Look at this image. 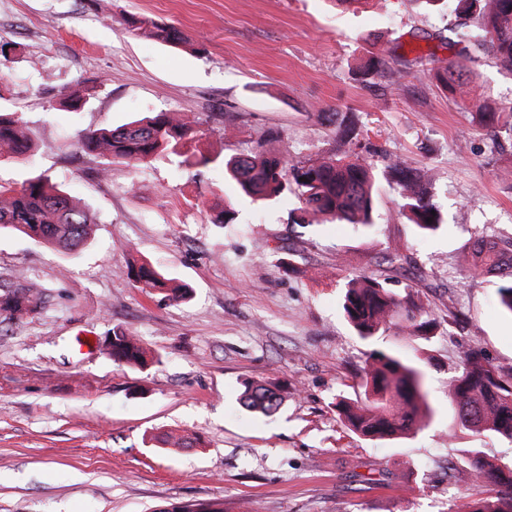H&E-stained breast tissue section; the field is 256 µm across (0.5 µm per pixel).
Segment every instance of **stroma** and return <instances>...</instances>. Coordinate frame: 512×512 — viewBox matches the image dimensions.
<instances>
[{"label": "stroma", "mask_w": 512, "mask_h": 512, "mask_svg": "<svg viewBox=\"0 0 512 512\" xmlns=\"http://www.w3.org/2000/svg\"><path fill=\"white\" fill-rule=\"evenodd\" d=\"M134 17L179 28L185 45L136 34ZM457 24L445 0H0V45L15 49L0 112L37 144L30 160L0 159V181L48 176L97 217L74 253L0 233V275L22 273L48 299L39 317L0 323V512H449L474 490L466 449L512 458V441L463 429L448 399L471 342L512 369L500 280L460 264L476 237L512 239V135L492 149L469 100L422 73L455 59ZM373 55L401 78L356 76ZM464 64L478 98L512 108L511 71L484 53ZM84 91L81 111L63 110ZM152 112L195 115L186 149L211 164L164 152L104 178L102 159L73 146L79 131ZM322 112L356 123L375 178L371 228L290 223L295 199L239 196L224 172V156L259 144L302 161L339 153ZM388 154L427 172L441 230L420 234L402 215ZM229 202L234 223H212ZM144 262L188 294L137 288L131 267ZM361 274L412 286L441 319L434 335L361 340L341 308ZM116 326L155 363H113L103 343ZM373 349L434 358V414L411 435L363 439L336 413ZM247 380L279 389L280 411L246 410ZM168 432L201 444L164 445Z\"/></svg>", "instance_id": "obj_1"}]
</instances>
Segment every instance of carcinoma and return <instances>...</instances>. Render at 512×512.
Here are the masks:
<instances>
[{
  "label": "carcinoma",
  "mask_w": 512,
  "mask_h": 512,
  "mask_svg": "<svg viewBox=\"0 0 512 512\" xmlns=\"http://www.w3.org/2000/svg\"><path fill=\"white\" fill-rule=\"evenodd\" d=\"M461 52L483 51L512 70V0H453ZM134 29L172 45L183 43L181 31L148 19H133ZM437 78L449 88L462 92L472 78L464 66L448 61ZM475 121L496 138L501 133L503 113L473 99ZM197 120L181 112H158L112 128L101 127L77 135L75 148L86 155L106 160V173L114 161L140 164L160 151L182 155L183 141L194 132ZM36 144L19 120L0 113V157L25 159ZM402 211L422 234L442 226L438 208L426 196V174L397 156L386 157ZM224 165L240 190L258 200H273L282 194L294 195L295 224L332 223L373 226L374 196L370 164L357 156L334 155L316 162L293 161L272 155L259 147L224 160ZM95 223L87 206H80L59 185L44 177L28 180L17 188L0 183V231L24 234L32 239L76 252L85 245ZM500 252L512 254L507 245L478 237L463 254L462 263L475 270H491L501 279L498 303L512 316V261L497 259ZM144 288H161V274L145 265L135 272ZM41 290L22 275L0 276V319L21 322L41 314ZM348 323L364 341L393 332L396 336L426 339L440 324L429 308L407 291L399 294L374 276L351 278L342 297ZM107 353L127 367L148 365L147 352L139 340L120 327L112 329ZM404 359L395 352L372 350L359 369L361 394L355 400L336 403L339 417L355 435L365 439L398 437L419 430L432 410L426 399V364ZM448 394L458 425L476 433L490 432L512 440V372L484 360L473 348L462 353L459 370L451 377ZM243 407L270 415L280 409L283 398L278 389L246 381L240 394ZM470 456L469 478L482 489L476 498L462 494L455 498L450 512H512V461L487 458L478 448L465 449Z\"/></svg>",
  "instance_id": "cac0c4a2"
}]
</instances>
